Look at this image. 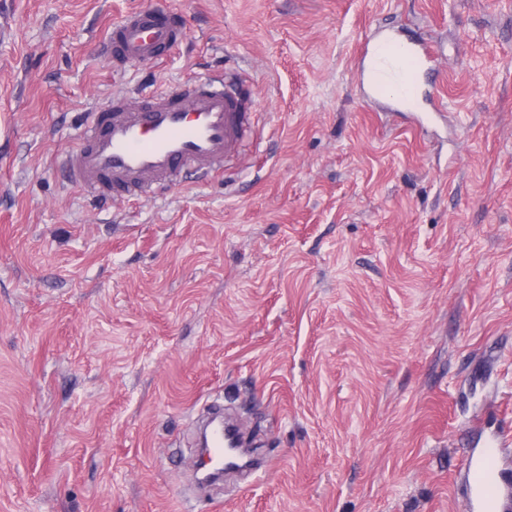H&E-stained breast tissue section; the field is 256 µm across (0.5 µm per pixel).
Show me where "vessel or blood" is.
I'll return each mask as SVG.
<instances>
[{
	"label": "vessel or blood",
	"mask_w": 512,
	"mask_h": 512,
	"mask_svg": "<svg viewBox=\"0 0 512 512\" xmlns=\"http://www.w3.org/2000/svg\"><path fill=\"white\" fill-rule=\"evenodd\" d=\"M187 36L177 12L140 8L113 25L100 51L118 65L154 61ZM370 56L393 63L394 70L361 69L360 82L393 99L397 110H421L420 87L432 70V47L379 32ZM247 99L246 92L216 79L141 92L132 101L114 96L87 116L79 147L66 155L71 182L92 198L137 199L186 169L218 173L241 152L250 124ZM510 446L512 441L496 432L473 453L465 476L467 512H512V470L501 462Z\"/></svg>",
	"instance_id": "1"
}]
</instances>
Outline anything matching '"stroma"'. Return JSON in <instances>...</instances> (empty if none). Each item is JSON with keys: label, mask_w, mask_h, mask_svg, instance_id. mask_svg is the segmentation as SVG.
<instances>
[{"label": "stroma", "mask_w": 512, "mask_h": 512, "mask_svg": "<svg viewBox=\"0 0 512 512\" xmlns=\"http://www.w3.org/2000/svg\"><path fill=\"white\" fill-rule=\"evenodd\" d=\"M189 37L122 68L127 11ZM434 44L446 122L358 83L380 27ZM234 73L240 159L97 202L63 157L120 92ZM220 403L262 441L195 494ZM512 430V0H0V512H464Z\"/></svg>", "instance_id": "stroma-1"}]
</instances>
